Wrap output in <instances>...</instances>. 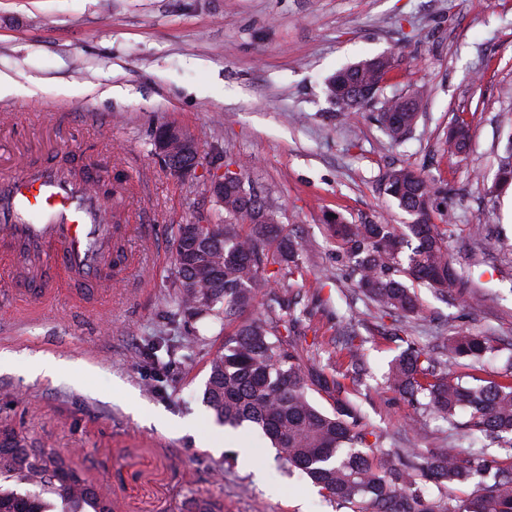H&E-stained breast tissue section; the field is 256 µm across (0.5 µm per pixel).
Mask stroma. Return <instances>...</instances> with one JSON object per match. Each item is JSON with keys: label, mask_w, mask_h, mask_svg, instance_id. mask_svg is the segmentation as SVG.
I'll use <instances>...</instances> for the list:
<instances>
[{"label": "stroma", "mask_w": 512, "mask_h": 512, "mask_svg": "<svg viewBox=\"0 0 512 512\" xmlns=\"http://www.w3.org/2000/svg\"><path fill=\"white\" fill-rule=\"evenodd\" d=\"M382 54L394 59L388 79L354 122L339 120L326 80ZM0 74L20 87L0 97L12 111L0 123L7 169L90 157L104 144L129 195L114 206L129 226L120 242L129 262L87 310L62 296L36 308L12 298L0 263V429L72 451L114 512H173L192 495L222 501L224 512H345L281 468L259 431L228 428L223 452L208 447L217 424L203 391L224 347L221 323L199 325L167 390L151 389L146 340L163 333L175 344L188 331L168 325L173 228L213 222L206 181L221 163L304 244L303 273L291 283L307 309L297 339L341 385L313 401L326 410L339 396L354 401L397 448L469 447L462 429L393 393L385 376L409 343L439 332L496 339L484 378H499L512 357V189L491 190L512 143V0H0ZM413 93L425 107L406 139L391 143L375 117ZM460 119L470 146L452 158L443 142ZM166 122L195 133L196 180L172 175L153 153ZM400 165L426 166L446 184L450 252L472 288L445 300L419 289L420 313L395 336L391 318L353 293L329 226L406 223L379 192ZM350 324L368 340L357 383L347 360H328L330 340ZM44 361L56 371L37 372ZM414 416L425 422L417 434ZM243 446L254 449L252 462L241 459Z\"/></svg>", "instance_id": "obj_1"}]
</instances>
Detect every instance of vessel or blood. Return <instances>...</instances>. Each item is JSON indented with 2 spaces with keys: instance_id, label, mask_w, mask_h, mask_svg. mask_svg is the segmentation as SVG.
<instances>
[{
  "instance_id": "obj_1",
  "label": "vessel or blood",
  "mask_w": 512,
  "mask_h": 512,
  "mask_svg": "<svg viewBox=\"0 0 512 512\" xmlns=\"http://www.w3.org/2000/svg\"><path fill=\"white\" fill-rule=\"evenodd\" d=\"M101 175L94 159L73 172L43 166L0 175V257L32 303L64 292L85 308L88 295L111 290L123 227L108 221L110 196L90 190Z\"/></svg>"
}]
</instances>
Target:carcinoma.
<instances>
[{"instance_id":"1","label":"carcinoma","mask_w":512,"mask_h":512,"mask_svg":"<svg viewBox=\"0 0 512 512\" xmlns=\"http://www.w3.org/2000/svg\"><path fill=\"white\" fill-rule=\"evenodd\" d=\"M391 70L392 61L376 65L370 59L336 70L326 93L337 115L344 121L353 118L367 105L353 88L378 83ZM398 103L391 100L376 116L394 143L407 134L391 120ZM380 191L410 216L408 223L338 220L330 225L359 293L381 313L405 319L420 310L415 283L441 296L466 294L468 279L450 255L448 189L423 167L401 166L384 173ZM215 216V223L198 225L210 265L205 270L188 259L192 245L177 225L173 302L186 319L224 322V351L209 362L204 390V402L220 424L260 428L281 467L306 474L324 498L351 512H512V363L503 381L437 372L441 364L475 368L494 350L490 339L461 332L436 336L431 347L410 346L392 361L387 383L451 426L465 414L469 436L504 455L488 458L477 450L465 464L462 447L446 445L396 461L385 450L384 438L350 404L338 402L327 411L309 395L322 378L306 367L294 340L300 294L285 288L301 270L303 243L287 232L278 211L249 189L242 197L225 188L224 206L216 208ZM262 285L267 291H261ZM256 306L263 309L261 317L242 318ZM341 349L347 351L352 372L359 374L364 344H354L347 335ZM172 356L159 336L143 353L155 366ZM475 474L482 481L472 497L456 502L449 496L427 498L428 484L447 489ZM19 485L35 492L20 493ZM52 498L62 504L61 512H112V498L81 476L71 455L36 448L16 431L1 429L0 512H54ZM184 512H224V504L191 496Z\"/></svg>"}]
</instances>
